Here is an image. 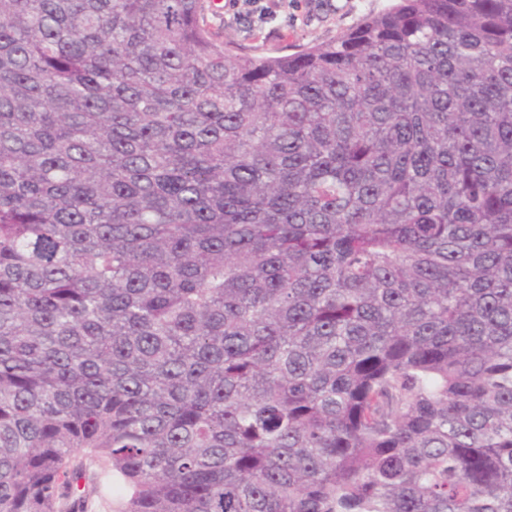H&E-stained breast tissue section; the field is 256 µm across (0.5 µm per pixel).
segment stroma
Returning a JSON list of instances; mask_svg holds the SVG:
<instances>
[{"label": "stroma", "instance_id": "stroma-1", "mask_svg": "<svg viewBox=\"0 0 512 512\" xmlns=\"http://www.w3.org/2000/svg\"><path fill=\"white\" fill-rule=\"evenodd\" d=\"M390 4L391 0H280L275 11L266 14L257 0H221L207 23L237 48L262 54L332 39Z\"/></svg>", "mask_w": 512, "mask_h": 512}]
</instances>
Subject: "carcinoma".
Segmentation results:
<instances>
[{
	"label": "carcinoma",
	"mask_w": 512,
	"mask_h": 512,
	"mask_svg": "<svg viewBox=\"0 0 512 512\" xmlns=\"http://www.w3.org/2000/svg\"><path fill=\"white\" fill-rule=\"evenodd\" d=\"M210 11L0 0V512H512V0ZM221 1L208 25L224 33L234 45L256 54L287 49L289 46L328 41L356 26L368 14L385 11L391 0H279L271 14L261 12L268 2L232 6ZM119 498L112 491L98 488L92 493L86 503V512H119Z\"/></svg>",
	"instance_id": "carcinoma-1"
}]
</instances>
